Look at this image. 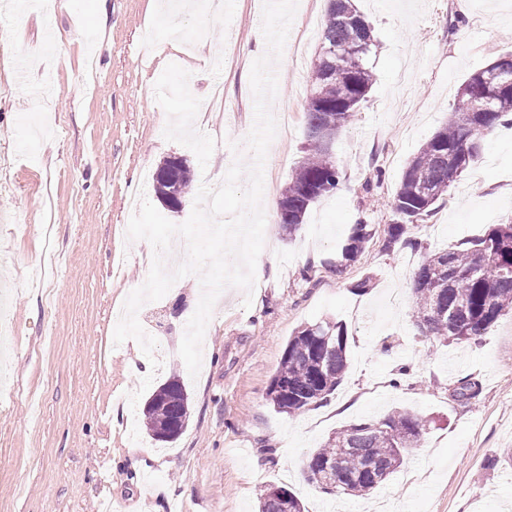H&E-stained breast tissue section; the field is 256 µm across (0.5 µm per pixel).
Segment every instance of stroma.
Listing matches in <instances>:
<instances>
[{
	"instance_id": "1",
	"label": "stroma",
	"mask_w": 512,
	"mask_h": 512,
	"mask_svg": "<svg viewBox=\"0 0 512 512\" xmlns=\"http://www.w3.org/2000/svg\"><path fill=\"white\" fill-rule=\"evenodd\" d=\"M15 2L0 39L10 58L0 67V255L11 258L0 264V512H258L270 483L306 512H512V314L447 343L416 327L412 294L425 253L512 222V125L485 133L478 164L410 225L408 244L382 246L406 162L445 124L464 79L512 51V0H356L374 27L375 81L333 145L340 184L295 233L266 223V277L249 296L225 289L195 379L179 347L196 276L140 309L153 358L135 340L113 343L150 271L148 248L126 239L128 202L155 201L147 176L164 157L187 158L196 190L239 158L254 125L243 48L263 0H224L210 26L208 0H191L176 42L163 0H62L53 12ZM321 43L312 38L303 70L287 54L277 68L294 131L271 143L265 189L283 191L306 155ZM44 83L53 95L38 94ZM360 223L374 236L343 262ZM365 278L372 288L356 291ZM327 321L347 329L340 386L303 412H277L267 391L290 336ZM148 375L187 389L175 442L153 440L129 406ZM466 376L482 385L470 401L454 395ZM397 407L426 426L387 481L362 497L308 481V455L334 431Z\"/></svg>"
}]
</instances>
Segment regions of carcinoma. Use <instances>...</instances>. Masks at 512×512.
Here are the masks:
<instances>
[{"label": "carcinoma", "mask_w": 512, "mask_h": 512, "mask_svg": "<svg viewBox=\"0 0 512 512\" xmlns=\"http://www.w3.org/2000/svg\"><path fill=\"white\" fill-rule=\"evenodd\" d=\"M323 47H364L360 57L342 59L344 79L329 76L314 81L305 119L308 149L288 186L281 205L288 206V220L275 223L292 233L309 207L335 190L339 171L332 160L330 144L350 123L365 100L374 74L366 59L375 47L373 30L353 0H328L322 23ZM471 73L461 84L448 115V122L408 161L394 198L399 220L388 226L383 247L402 242L408 225L428 216L440 195L480 157L482 134L501 121L512 122V85L504 88L479 112V75ZM194 175L183 164L174 173L179 196L188 193ZM367 225L359 224L344 246L345 259L357 257L371 240ZM414 320L429 336L463 342L480 336L506 312L512 311V223L498 224L470 245L427 254L414 276ZM348 368L347 331L343 324L327 322L296 331L286 345L279 368L271 379L268 397L280 412L295 414L325 400L340 385ZM162 400L143 410L145 428L156 436L183 408L187 391L176 376L155 388ZM480 384L464 379L456 396L479 397ZM424 421L405 409H395L385 418L353 424L342 429L307 458L308 480L326 493L364 496L385 481L401 465L406 449L418 444ZM277 495L260 497V512H303L300 499L283 485L271 483Z\"/></svg>", "instance_id": "1"}]
</instances>
